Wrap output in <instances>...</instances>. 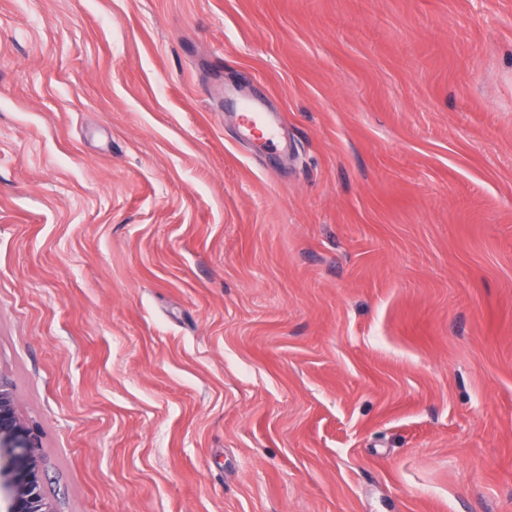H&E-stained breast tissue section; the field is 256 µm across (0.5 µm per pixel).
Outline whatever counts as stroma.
Listing matches in <instances>:
<instances>
[{
    "label": "stroma",
    "instance_id": "1",
    "mask_svg": "<svg viewBox=\"0 0 512 512\" xmlns=\"http://www.w3.org/2000/svg\"><path fill=\"white\" fill-rule=\"evenodd\" d=\"M0 374L54 512H512V0H0ZM240 117L241 127L247 136L262 139L270 146L277 143V126L267 118L265 112L253 106H246Z\"/></svg>",
    "mask_w": 512,
    "mask_h": 512
}]
</instances>
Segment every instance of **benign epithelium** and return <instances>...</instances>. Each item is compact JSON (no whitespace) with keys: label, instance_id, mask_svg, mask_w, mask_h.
I'll use <instances>...</instances> for the list:
<instances>
[{"label":"benign epithelium","instance_id":"7a95c632","mask_svg":"<svg viewBox=\"0 0 512 512\" xmlns=\"http://www.w3.org/2000/svg\"><path fill=\"white\" fill-rule=\"evenodd\" d=\"M39 429L18 413L0 376V512H53L42 490Z\"/></svg>","mask_w":512,"mask_h":512}]
</instances>
